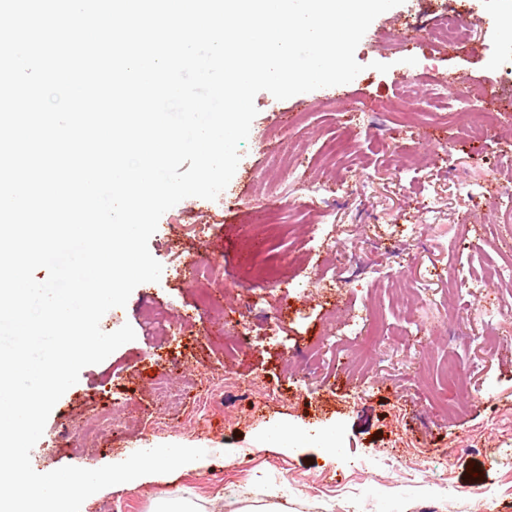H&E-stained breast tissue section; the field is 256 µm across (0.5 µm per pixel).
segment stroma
Masks as SVG:
<instances>
[{
	"instance_id": "35a3bbf8",
	"label": "stroma",
	"mask_w": 512,
	"mask_h": 512,
	"mask_svg": "<svg viewBox=\"0 0 512 512\" xmlns=\"http://www.w3.org/2000/svg\"><path fill=\"white\" fill-rule=\"evenodd\" d=\"M453 8L475 24L463 49L441 50L413 33L402 50L380 41L407 21L428 25ZM499 13L500 0H404L370 25L355 51L363 70L350 83L284 100L259 92L229 185L216 199L189 197L162 215L148 243L163 267L159 281L138 285L100 323L108 333L131 325L134 340L81 370L31 452L34 470L96 469L174 441L207 455L132 489L104 488L81 512L107 502L112 512H153L161 496L206 512L265 502L288 512H512V335L491 352L480 342L512 325V316L489 307L494 288L453 318L430 308L434 325L425 332L397 313L398 294L372 296L395 250L407 260L403 286L425 280L438 299L447 298L454 267L480 274L499 258L482 241L493 212L472 206L459 188L487 185L493 169L512 163V121L483 143L461 146L453 126L407 125L379 112L416 75L425 83L456 79L464 89L500 87L496 105L512 114V84L501 85L495 64L506 39L484 25ZM378 62L388 71L375 70ZM360 108L373 125L349 123ZM339 133L365 158L368 185L343 184L313 159L308 174L325 188L312 195L274 164L286 151L312 155ZM278 183L287 194L283 221L296 227L280 252L294 263L269 287L254 281L243 259L252 220ZM327 229L346 256L347 282L337 287L319 278ZM199 257L209 259L222 316L241 323V335L218 333L199 304L184 265ZM368 307L377 328L337 341L335 360L312 370L301 356L307 341L329 318L346 321ZM395 329L410 331L408 349H390ZM158 374L179 390V402L157 405ZM214 377L227 385L216 404L208 393ZM275 422L335 430L345 451L256 448L258 432Z\"/></svg>"
}]
</instances>
